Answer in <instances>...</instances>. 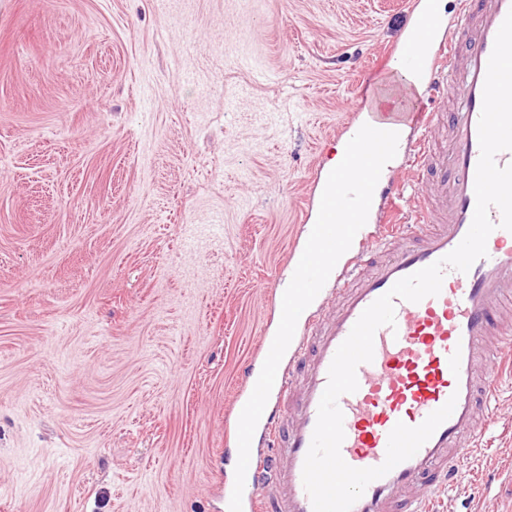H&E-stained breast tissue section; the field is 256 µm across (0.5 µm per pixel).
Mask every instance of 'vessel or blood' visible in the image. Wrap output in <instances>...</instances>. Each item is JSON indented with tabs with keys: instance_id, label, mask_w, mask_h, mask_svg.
<instances>
[{
	"instance_id": "1",
	"label": "vessel or blood",
	"mask_w": 512,
	"mask_h": 512,
	"mask_svg": "<svg viewBox=\"0 0 512 512\" xmlns=\"http://www.w3.org/2000/svg\"><path fill=\"white\" fill-rule=\"evenodd\" d=\"M512 0H457V20L443 27L439 13L420 5L411 45L399 49L404 69L427 77L426 105L415 112L370 113L369 125L413 130L408 165L420 189L402 211L398 184H377L374 195L391 201L380 213L379 234L368 241L366 264L334 267L335 289L322 308L298 320L279 363L253 437L242 512H313L303 465L317 422L328 371L362 312L400 279L453 251L466 236L476 207L480 158L478 124L488 61ZM447 129L435 149L431 134ZM496 227L486 257L467 272L445 268L438 295L413 303L395 299V327L374 336L371 362L356 370L358 389L341 395L344 461L375 467L386 457L397 423L415 427L448 400L451 416L410 459L372 481L351 512H432L436 496L459 477L474 448L480 406H495L498 379L512 369V330L498 326L504 299H512V231L490 208Z\"/></svg>"
}]
</instances>
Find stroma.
I'll use <instances>...</instances> for the list:
<instances>
[{
  "label": "stroma",
  "instance_id": "35a3bbf8",
  "mask_svg": "<svg viewBox=\"0 0 512 512\" xmlns=\"http://www.w3.org/2000/svg\"><path fill=\"white\" fill-rule=\"evenodd\" d=\"M410 0H0V512H225L226 409ZM435 512H512V394Z\"/></svg>",
  "mask_w": 512,
  "mask_h": 512
}]
</instances>
